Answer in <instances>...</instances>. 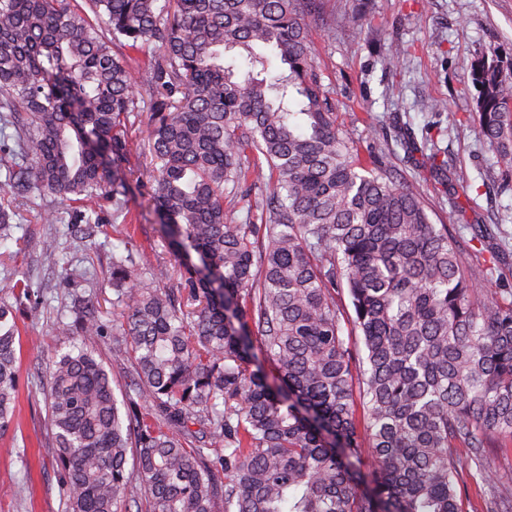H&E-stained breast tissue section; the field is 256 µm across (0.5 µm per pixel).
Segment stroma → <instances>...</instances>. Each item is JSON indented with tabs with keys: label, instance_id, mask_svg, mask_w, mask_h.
I'll use <instances>...</instances> for the list:
<instances>
[{
	"label": "stroma",
	"instance_id": "1",
	"mask_svg": "<svg viewBox=\"0 0 512 512\" xmlns=\"http://www.w3.org/2000/svg\"><path fill=\"white\" fill-rule=\"evenodd\" d=\"M324 11L331 25L313 34L319 72L362 163L384 148L398 183L429 197L433 222H447L460 206L464 222L456 234L478 293L512 288V190L504 189L475 124L459 122L473 112L478 95L470 80L473 62L481 56L512 62V0H326ZM351 13L361 16L359 26L346 24ZM394 50L399 65L392 69L387 57ZM407 129L447 160L449 170L464 172L469 187L436 184L421 154L402 145ZM7 205L14 218L9 239L0 241V302L12 305L19 331L18 378L14 425L0 435V512H62L47 366L79 340L73 305L91 302L111 322L116 294L105 272L117 240L139 264L170 266L174 257L144 183L130 184L123 208L97 203L101 224L83 242L68 230L74 204L34 191L9 197ZM47 211L56 212L58 223H43ZM475 224L490 225L508 251L494 274L486 272L489 252L472 239ZM49 238L57 242L51 259L43 251ZM21 283L28 284V296H20Z\"/></svg>",
	"mask_w": 512,
	"mask_h": 512
}]
</instances>
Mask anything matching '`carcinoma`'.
<instances>
[{
	"label": "carcinoma",
	"mask_w": 512,
	"mask_h": 512,
	"mask_svg": "<svg viewBox=\"0 0 512 512\" xmlns=\"http://www.w3.org/2000/svg\"><path fill=\"white\" fill-rule=\"evenodd\" d=\"M156 3L86 0L103 33L72 0H0V122L20 149L0 197L33 186L86 202L88 225L94 200L121 205L145 92L175 257L136 272L112 250L122 322L82 307V345L49 360L64 512L141 499L153 512H465L469 480L481 512H512L487 460L512 453V299L475 295L452 228L385 153L362 164L317 68L323 0ZM149 46L138 82L129 52ZM471 81L478 134L512 174V65L480 58ZM250 196L261 223H226L224 200ZM17 334L0 303V434ZM108 334L112 364L133 374L121 401L96 356ZM200 442L224 454L208 460Z\"/></svg>",
	"instance_id": "cac0c4a2"
}]
</instances>
